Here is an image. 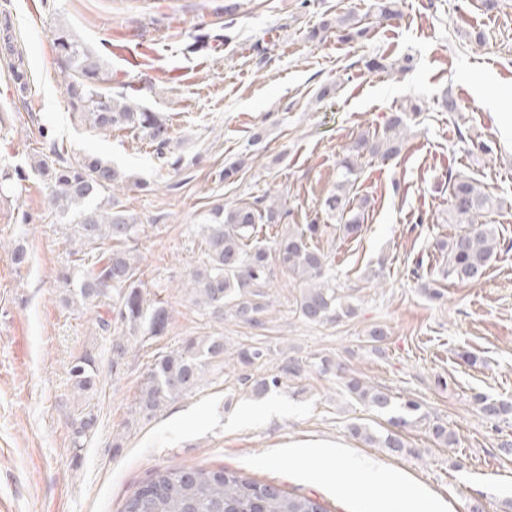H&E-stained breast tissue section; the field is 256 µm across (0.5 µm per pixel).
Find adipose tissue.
Here are the masks:
<instances>
[{"label":"adipose tissue","mask_w":512,"mask_h":512,"mask_svg":"<svg viewBox=\"0 0 512 512\" xmlns=\"http://www.w3.org/2000/svg\"><path fill=\"white\" fill-rule=\"evenodd\" d=\"M292 453L298 460L315 465L317 472L334 474L340 484H351L354 491H380V512H439L421 491L399 493L397 474L374 468L362 458L343 455L330 445L299 444Z\"/></svg>","instance_id":"ef3b65f1"}]
</instances>
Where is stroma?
I'll use <instances>...</instances> for the list:
<instances>
[{
  "mask_svg": "<svg viewBox=\"0 0 512 512\" xmlns=\"http://www.w3.org/2000/svg\"><path fill=\"white\" fill-rule=\"evenodd\" d=\"M374 2L0 0V512H121L150 474L179 465L272 483L327 512H374L370 495L344 493L293 457L300 442L365 457L397 473L401 491L420 487L442 512H512V451L503 449L512 416L489 421L474 400L512 401V139L499 131L500 113H512V0H402L392 20ZM349 11L365 37L310 39L323 17ZM62 30L98 59L103 93L167 121L164 153L127 130L101 136L72 110L55 45ZM380 57L386 69L369 70ZM406 57L412 68L399 71ZM326 84L335 92L318 98ZM447 94L457 111H442ZM413 104L422 114L401 154L364 165L351 191L371 201L361 234L343 238L327 219L314 241L355 315L307 323L296 310L299 278L278 266L263 327L213 321L192 302L183 283L205 261L199 228L213 206L281 201V223L262 232L269 240L308 223L335 191L354 139L381 134L392 113ZM481 141L494 152L478 151ZM90 154L125 175L113 196L139 222L141 291L168 312L162 335L133 337L117 320L105 332V304L64 303L60 274L74 267L75 245L51 204L52 181L34 166ZM233 162L242 168L225 178ZM451 173L500 198L491 216L500 244L479 282L438 279L437 300L411 271L436 275L446 261L435 242L457 230L441 188ZM18 247L25 263L14 260ZM376 327L385 339L375 348ZM116 336L128 339L117 373ZM192 336L223 337L231 351L260 342L269 354L247 370L226 361L198 390L139 419L149 368ZM84 356L95 361L97 387L80 398L69 368ZM288 357L303 362L300 376L250 395L243 374L276 373ZM324 358L395 401L420 403L421 419L402 431L406 452L351 435L355 423L380 430L389 414L320 371ZM86 408L97 424L78 443L72 423ZM436 422L455 434L454 447L434 440Z\"/></svg>",
  "mask_w": 512,
  "mask_h": 512,
  "instance_id": "obj_1",
  "label": "stroma"
}]
</instances>
